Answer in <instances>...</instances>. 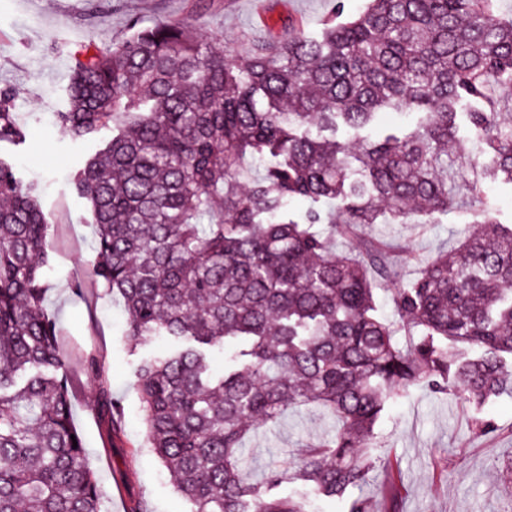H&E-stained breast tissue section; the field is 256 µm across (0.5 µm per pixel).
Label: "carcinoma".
Segmentation results:
<instances>
[{
    "mask_svg": "<svg viewBox=\"0 0 512 512\" xmlns=\"http://www.w3.org/2000/svg\"><path fill=\"white\" fill-rule=\"evenodd\" d=\"M382 112L418 119L355 150L340 140ZM57 119L75 140L112 127L75 182L96 227L90 282L121 300L132 339L169 344L140 361L136 389L149 448L192 512H306L276 493L290 481L369 512L357 490L375 427L415 387L466 400L471 429H493L484 405L512 396V224L485 198L487 183L512 184V17L499 0H368L352 20L244 54L165 24L90 41ZM463 124L476 157L453 148ZM24 139L1 87L0 143ZM460 210L474 227L394 289L397 320L381 318L370 273L395 278L390 246L336 241ZM48 231L37 185L0 160V512H103L45 308ZM88 370L112 440L120 404L98 361ZM309 405L337 427L253 479L248 434ZM401 488L391 465L384 512H399Z\"/></svg>",
    "mask_w": 512,
    "mask_h": 512,
    "instance_id": "carcinoma-1",
    "label": "carcinoma"
}]
</instances>
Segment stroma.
<instances>
[{"label":"stroma","instance_id":"35a3bbf8","mask_svg":"<svg viewBox=\"0 0 512 512\" xmlns=\"http://www.w3.org/2000/svg\"><path fill=\"white\" fill-rule=\"evenodd\" d=\"M331 8L332 0H0V86L13 90L26 127L22 143H0V158L38 183L41 204L52 216L46 307L57 322L74 422L105 490V512H127L133 500L142 512H190L191 506L144 441L135 370L151 347H135L126 336L117 299L73 291L86 283L95 255L91 208L78 196L73 176L83 155L110 133L76 141L58 123L71 55L86 41L109 46L128 38L133 27L159 22L187 28L202 41L224 40L242 53L252 42L280 37L293 25L308 34L319 32ZM468 221L459 212L437 224H377L366 234L414 248L417 261L395 266L399 280L406 281L435 255L451 250ZM92 356L122 401L123 436L111 445L96 413L98 383L85 371ZM486 412L496 430L481 435L469 426L470 404L459 400L417 388L394 404L376 427L377 468L364 490L370 512H382L377 487L392 458L404 484L401 512H512V397L497 398ZM329 433L320 410L289 411L279 424L249 437L255 473L272 462L292 463L302 443Z\"/></svg>","mask_w":512,"mask_h":512}]
</instances>
